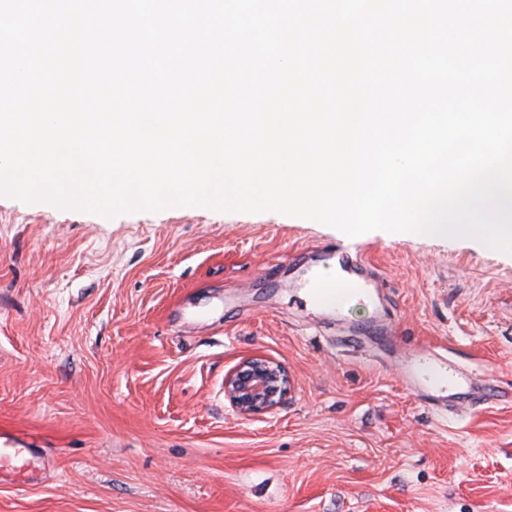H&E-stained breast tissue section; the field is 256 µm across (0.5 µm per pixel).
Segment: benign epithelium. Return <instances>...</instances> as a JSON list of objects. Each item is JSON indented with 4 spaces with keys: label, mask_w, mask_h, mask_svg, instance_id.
<instances>
[{
    "label": "benign epithelium",
    "mask_w": 512,
    "mask_h": 512,
    "mask_svg": "<svg viewBox=\"0 0 512 512\" xmlns=\"http://www.w3.org/2000/svg\"><path fill=\"white\" fill-rule=\"evenodd\" d=\"M291 391L288 372L272 359L256 356L242 361L224 378V396L243 415L275 410Z\"/></svg>",
    "instance_id": "obj_1"
}]
</instances>
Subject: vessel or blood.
<instances>
[{
    "label": "vessel or blood",
    "mask_w": 512,
    "mask_h": 512,
    "mask_svg": "<svg viewBox=\"0 0 512 512\" xmlns=\"http://www.w3.org/2000/svg\"><path fill=\"white\" fill-rule=\"evenodd\" d=\"M315 265L308 268L300 286L304 288L312 308L323 310L343 320L346 303L358 300L369 305L385 306V283L369 268L365 260L351 251L347 243H326L315 251ZM400 375L408 388L417 390L425 376L421 359L412 355L402 360ZM491 393L485 385L467 376L448 380L434 403L448 410L489 401ZM41 458L29 448L0 443V476L9 474L20 480L34 478Z\"/></svg>",
    "instance_id": "b4317fda"
}]
</instances>
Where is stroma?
<instances>
[{"instance_id": "35a3bbf8", "label": "stroma", "mask_w": 512, "mask_h": 512, "mask_svg": "<svg viewBox=\"0 0 512 512\" xmlns=\"http://www.w3.org/2000/svg\"><path fill=\"white\" fill-rule=\"evenodd\" d=\"M276 212L105 218L0 197V437L44 449L0 512H512V255L470 237H355L399 347L350 344L280 259L344 241ZM481 380L442 411L403 353ZM282 363L291 392L240 414L224 377Z\"/></svg>"}]
</instances>
